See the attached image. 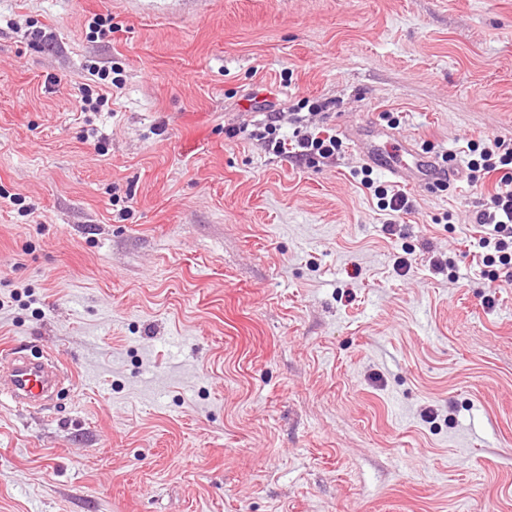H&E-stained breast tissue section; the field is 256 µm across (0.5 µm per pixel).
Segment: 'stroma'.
Returning <instances> with one entry per match:
<instances>
[{
  "mask_svg": "<svg viewBox=\"0 0 512 512\" xmlns=\"http://www.w3.org/2000/svg\"><path fill=\"white\" fill-rule=\"evenodd\" d=\"M305 99L333 163L250 136ZM481 136L512 0H0V345L74 379L0 402V512H512V273L428 270L494 186L394 214L353 146Z\"/></svg>",
  "mask_w": 512,
  "mask_h": 512,
  "instance_id": "stroma-1",
  "label": "stroma"
}]
</instances>
